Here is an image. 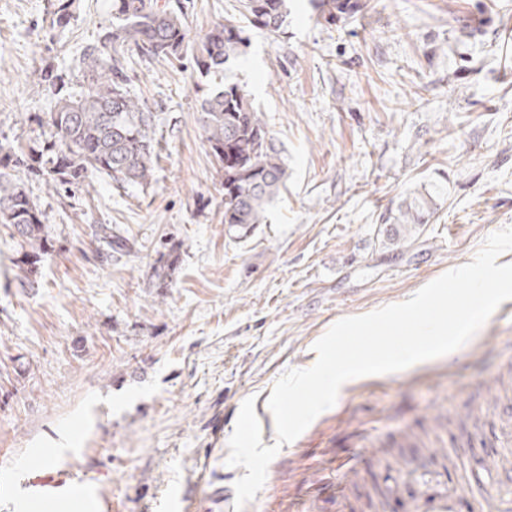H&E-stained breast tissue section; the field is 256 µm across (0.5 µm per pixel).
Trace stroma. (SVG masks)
<instances>
[{
  "label": "stroma",
  "instance_id": "obj_1",
  "mask_svg": "<svg viewBox=\"0 0 512 512\" xmlns=\"http://www.w3.org/2000/svg\"><path fill=\"white\" fill-rule=\"evenodd\" d=\"M325 19L288 0L283 33L247 28L227 70L261 113L288 173L247 237L222 222L224 192L197 109L219 79L191 59L133 60L130 93L157 115L165 148L150 187L94 174L74 195L28 184L46 216L37 286L0 224V512L19 499L92 512H231L242 467L227 465L242 402L263 445L277 379L304 369L338 320L407 300L472 261L512 226V0H364ZM238 0H189L199 37ZM54 26L48 0H0V138L28 142L52 81L84 84L82 54L112 0H74ZM434 207L414 242L383 245L386 217ZM124 242L105 257L96 234ZM180 262L167 287L162 245ZM512 300L450 355L344 387L268 467L244 512H411L402 460L464 441L470 413L512 408ZM460 512H478L501 475L469 451Z\"/></svg>",
  "mask_w": 512,
  "mask_h": 512
}]
</instances>
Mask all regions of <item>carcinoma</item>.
I'll return each instance as SVG.
<instances>
[{"mask_svg": "<svg viewBox=\"0 0 512 512\" xmlns=\"http://www.w3.org/2000/svg\"><path fill=\"white\" fill-rule=\"evenodd\" d=\"M247 24L271 34L283 31L286 0H240ZM329 19L359 12L360 0H321ZM244 26L226 19L193 40L182 7L160 0H112V23L84 47V90L57 95L41 139L28 144L0 142V224L15 230L23 251L24 280L34 286L47 250L39 202L16 171L24 169L45 185L66 192L93 173L120 185L149 186L160 157L154 112L130 94L124 63L130 57L180 61L192 54L200 72L210 74L238 59L248 47ZM199 122L220 172L228 231L247 235L262 223L266 207L286 182V168L273 138L244 91L226 84L201 98ZM430 212L416 197L399 210L386 242L406 246Z\"/></svg>", "mask_w": 512, "mask_h": 512, "instance_id": "cac0c4a2", "label": "carcinoma"}]
</instances>
